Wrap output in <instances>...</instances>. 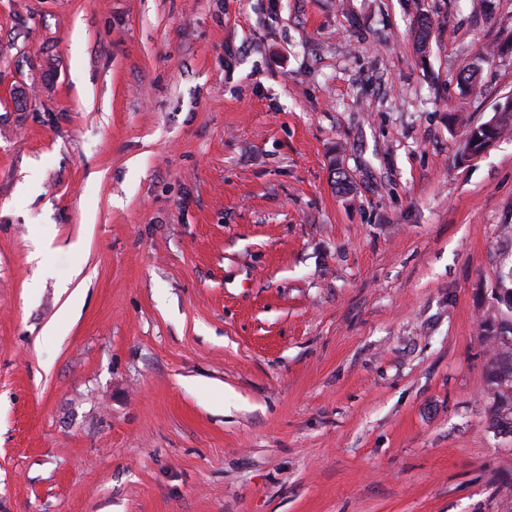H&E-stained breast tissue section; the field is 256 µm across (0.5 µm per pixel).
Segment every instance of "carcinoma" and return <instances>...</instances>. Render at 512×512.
<instances>
[{"label": "carcinoma", "mask_w": 512, "mask_h": 512, "mask_svg": "<svg viewBox=\"0 0 512 512\" xmlns=\"http://www.w3.org/2000/svg\"><path fill=\"white\" fill-rule=\"evenodd\" d=\"M431 25L420 21L416 32L417 51L425 56ZM487 136L485 124L472 126L466 131L464 153L476 154L484 146ZM497 290L503 297L497 300L498 309L480 324V336L494 343L495 352L488 365L490 420L495 422L503 412L512 414V266L497 278Z\"/></svg>", "instance_id": "carcinoma-1"}]
</instances>
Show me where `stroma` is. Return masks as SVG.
<instances>
[{"instance_id": "1", "label": "stroma", "mask_w": 512, "mask_h": 512, "mask_svg": "<svg viewBox=\"0 0 512 512\" xmlns=\"http://www.w3.org/2000/svg\"><path fill=\"white\" fill-rule=\"evenodd\" d=\"M511 39L512 0H0V512H512V127L459 159ZM501 299L492 317L480 324V336L494 343L495 352L488 365L490 396L489 416L492 425L503 412L512 416V266L497 278ZM507 335L509 340L504 338Z\"/></svg>"}]
</instances>
